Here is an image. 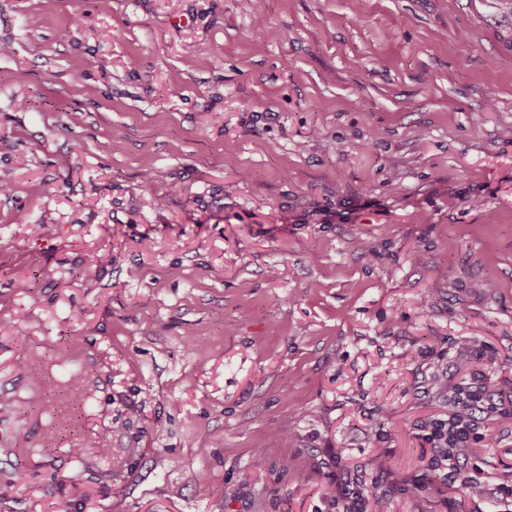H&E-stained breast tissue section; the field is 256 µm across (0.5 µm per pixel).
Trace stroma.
<instances>
[{"label": "stroma", "instance_id": "stroma-1", "mask_svg": "<svg viewBox=\"0 0 512 512\" xmlns=\"http://www.w3.org/2000/svg\"><path fill=\"white\" fill-rule=\"evenodd\" d=\"M1 176L0 512H469L405 487L512 385V0H0ZM362 482L355 472L343 470L339 479L336 475V504H341L339 512H366L364 503L368 495L372 496L371 512H392V503L387 495L373 496V492L362 486Z\"/></svg>", "mask_w": 512, "mask_h": 512}]
</instances>
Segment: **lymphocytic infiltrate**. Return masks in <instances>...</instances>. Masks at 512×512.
I'll list each match as a JSON object with an SVG mask.
<instances>
[{
    "label": "lymphocytic infiltrate",
    "instance_id": "1",
    "mask_svg": "<svg viewBox=\"0 0 512 512\" xmlns=\"http://www.w3.org/2000/svg\"><path fill=\"white\" fill-rule=\"evenodd\" d=\"M440 386L448 395V410L431 415L422 425L430 451L422 458L420 475L408 483V493L416 495L429 486H455L473 503V512H483L481 504L490 497L512 512V485L491 482L484 471L471 467L465 453L482 439L486 422L512 426V388L490 390L481 375L459 382L449 376ZM336 489L341 512H392L388 496H370L351 471H342Z\"/></svg>",
    "mask_w": 512,
    "mask_h": 512
}]
</instances>
